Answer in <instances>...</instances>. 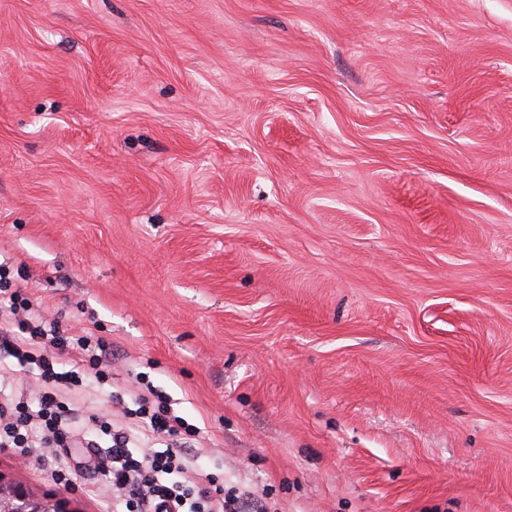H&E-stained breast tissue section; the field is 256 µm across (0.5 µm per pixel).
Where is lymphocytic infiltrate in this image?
Segmentation results:
<instances>
[{
  "label": "lymphocytic infiltrate",
  "mask_w": 512,
  "mask_h": 512,
  "mask_svg": "<svg viewBox=\"0 0 512 512\" xmlns=\"http://www.w3.org/2000/svg\"><path fill=\"white\" fill-rule=\"evenodd\" d=\"M9 302L11 317L0 320V362L10 359L37 372L39 387L34 397L0 403V450L49 466L53 481L66 486L69 473L51 464L52 453L77 432L76 410L63 391L79 375L105 385L109 346L89 333L67 335L55 322L34 323L32 303L20 294ZM137 401L130 427L102 422L108 447L88 440L89 448L102 451L97 476L85 484L88 496L111 490L112 512H273L263 498L225 493L204 478L199 464L183 453L195 430L167 406H150L143 395Z\"/></svg>",
  "instance_id": "lymphocytic-infiltrate-1"
}]
</instances>
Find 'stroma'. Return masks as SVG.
<instances>
[{
	"mask_svg": "<svg viewBox=\"0 0 512 512\" xmlns=\"http://www.w3.org/2000/svg\"><path fill=\"white\" fill-rule=\"evenodd\" d=\"M280 512H512V0H0V289ZM70 487L0 474L71 512Z\"/></svg>",
	"mask_w": 512,
	"mask_h": 512,
	"instance_id": "1",
	"label": "stroma"
}]
</instances>
